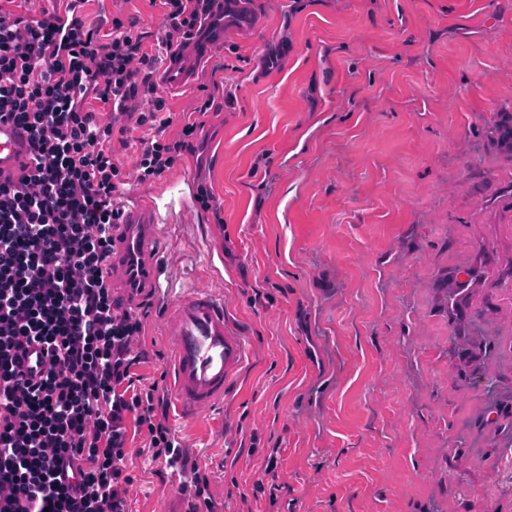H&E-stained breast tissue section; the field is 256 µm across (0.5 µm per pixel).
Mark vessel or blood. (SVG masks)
I'll list each match as a JSON object with an SVG mask.
<instances>
[{
  "label": "vessel or blood",
  "mask_w": 512,
  "mask_h": 512,
  "mask_svg": "<svg viewBox=\"0 0 512 512\" xmlns=\"http://www.w3.org/2000/svg\"><path fill=\"white\" fill-rule=\"evenodd\" d=\"M223 24H205L200 37L174 48L167 56L160 81L168 90L182 89L196 81L202 60L224 41ZM29 161L24 133L12 122H0V172H19ZM167 207L157 201L133 199L121 224L113 231L112 285L134 298L148 295L164 302L166 334L172 347L170 366L173 399L184 416L215 407L224 399L229 375L240 364L241 337L227 327L224 301L214 290L165 289L161 283L159 225L164 212L186 213L191 205L181 182H171Z\"/></svg>",
  "instance_id": "b4317fda"
}]
</instances>
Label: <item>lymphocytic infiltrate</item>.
Masks as SVG:
<instances>
[{
	"instance_id": "f902f5d3",
	"label": "lymphocytic infiltrate",
	"mask_w": 512,
	"mask_h": 512,
	"mask_svg": "<svg viewBox=\"0 0 512 512\" xmlns=\"http://www.w3.org/2000/svg\"><path fill=\"white\" fill-rule=\"evenodd\" d=\"M18 2L0 0V119L26 132L32 167L0 180V512H129L134 434L152 462L180 464L188 512H216L164 393L136 372L149 313L110 276L122 156L136 151L140 183L200 159L224 107L172 112L158 79L164 53L200 36L223 0H159L152 49L120 14L100 39L87 0L37 17ZM33 347L43 357L29 368Z\"/></svg>"
}]
</instances>
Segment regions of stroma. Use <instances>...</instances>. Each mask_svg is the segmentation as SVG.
<instances>
[{
	"label": "stroma",
	"mask_w": 512,
	"mask_h": 512,
	"mask_svg": "<svg viewBox=\"0 0 512 512\" xmlns=\"http://www.w3.org/2000/svg\"><path fill=\"white\" fill-rule=\"evenodd\" d=\"M210 54L203 131L223 210L160 227L168 287L224 297L244 340L224 401L169 423L220 512H512V0H253ZM161 37L149 0H95ZM474 270L467 303L446 277ZM148 362L172 350L152 304ZM281 488L254 494L270 449ZM132 512L172 467L133 457ZM489 139L498 150L512 157V112H496L488 126Z\"/></svg>",
	"instance_id": "stroma-1"
}]
</instances>
